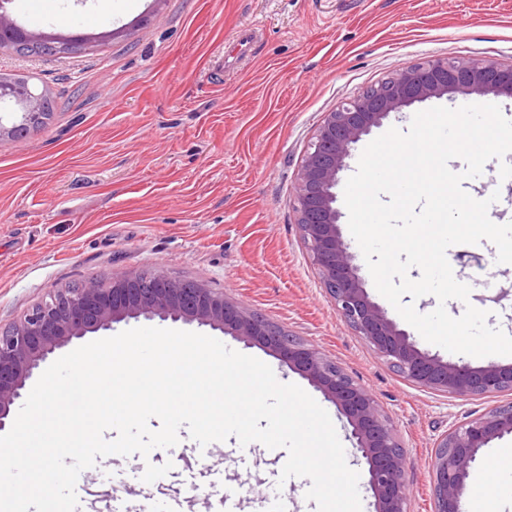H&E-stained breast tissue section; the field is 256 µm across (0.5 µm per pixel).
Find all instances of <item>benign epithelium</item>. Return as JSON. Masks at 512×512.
I'll use <instances>...</instances> for the list:
<instances>
[{
    "mask_svg": "<svg viewBox=\"0 0 512 512\" xmlns=\"http://www.w3.org/2000/svg\"><path fill=\"white\" fill-rule=\"evenodd\" d=\"M23 37L51 51L70 38L27 30ZM504 92L512 96V64L477 65L464 59L427 60L403 68L325 114L299 169L294 209L321 283L342 320L404 379L433 392L459 398L512 390V363L490 361L474 367L420 349L413 336L369 296L355 255L343 239L336 208L339 173L352 149L392 114L416 102L458 94ZM0 141H14L40 113L37 100L16 83L0 80ZM144 317L198 323L259 345L298 372L336 405L345 418L356 457L367 466L375 512H406L407 453L373 394L314 346L290 335L265 316L249 311L202 282L153 272L91 277L78 287L54 288L23 319L0 329V430L26 382L48 355L88 333ZM512 435V402L451 425L434 442L431 455L433 512H464L470 470L491 442Z\"/></svg>",
    "mask_w": 512,
    "mask_h": 512,
    "instance_id": "7a95c632",
    "label": "benign epithelium"
}]
</instances>
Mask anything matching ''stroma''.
Instances as JSON below:
<instances>
[{"mask_svg":"<svg viewBox=\"0 0 512 512\" xmlns=\"http://www.w3.org/2000/svg\"><path fill=\"white\" fill-rule=\"evenodd\" d=\"M13 0L14 19L34 31L70 35L111 30L110 41L54 57L0 49V75L25 74L56 97L57 112L26 138L0 142V327L23 318L54 288L92 276L151 269L206 283L318 348L367 388L389 418L408 458V512H432L428 462L438 435L454 423L512 401V390L467 399L417 387L373 352L336 313L304 243L294 187L325 113L389 74L425 59L458 57L512 64V0H51L33 12ZM103 4L110 20L95 21ZM251 48L237 56L240 31ZM505 159L488 160L463 189L492 201L489 218L512 222L503 193ZM468 301L490 327L512 335V265L494 243L455 248L449 258ZM151 325L219 339L260 359L277 380L305 390L347 431L336 406L272 352L211 327L129 319L113 333ZM512 436L495 440L468 479L465 512L502 494L512 475L491 470ZM288 452L236 437L200 446L188 429L148 462L167 486H197L192 512L236 493L244 512L282 491L292 512H314L308 481L282 478ZM135 455L108 459L78 487L108 499L123 479L133 488Z\"/></svg>","mask_w":512,"mask_h":512,"instance_id":"35a3bbf8","label":"stroma"}]
</instances>
